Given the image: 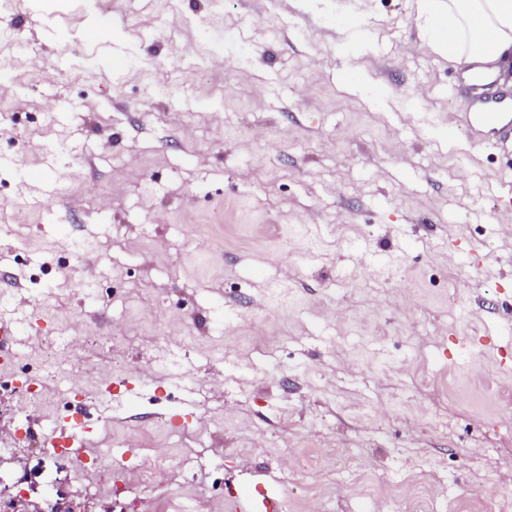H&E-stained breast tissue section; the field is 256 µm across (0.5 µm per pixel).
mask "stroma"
Here are the masks:
<instances>
[{"mask_svg": "<svg viewBox=\"0 0 512 512\" xmlns=\"http://www.w3.org/2000/svg\"><path fill=\"white\" fill-rule=\"evenodd\" d=\"M421 36L414 0H0V294L17 346L87 342L26 433L0 368V512L123 484L44 469L75 416L192 459L90 512H512V140L466 124L512 86Z\"/></svg>", "mask_w": 512, "mask_h": 512, "instance_id": "stroma-1", "label": "stroma"}]
</instances>
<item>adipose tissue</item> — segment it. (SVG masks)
<instances>
[{
	"mask_svg": "<svg viewBox=\"0 0 512 512\" xmlns=\"http://www.w3.org/2000/svg\"><path fill=\"white\" fill-rule=\"evenodd\" d=\"M426 42L437 54L465 64L467 83H490L512 69V0H416ZM490 35L493 52L481 58L467 44Z\"/></svg>",
	"mask_w": 512,
	"mask_h": 512,
	"instance_id": "obj_1",
	"label": "adipose tissue"
}]
</instances>
